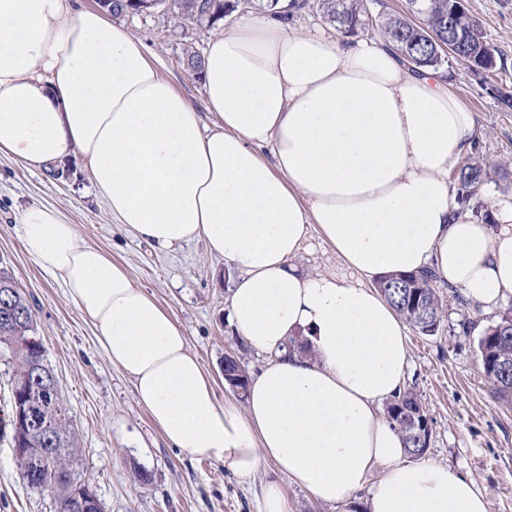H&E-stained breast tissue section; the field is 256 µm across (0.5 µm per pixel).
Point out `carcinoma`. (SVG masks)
Returning <instances> with one entry per match:
<instances>
[{
	"label": "carcinoma",
	"mask_w": 512,
	"mask_h": 512,
	"mask_svg": "<svg viewBox=\"0 0 512 512\" xmlns=\"http://www.w3.org/2000/svg\"><path fill=\"white\" fill-rule=\"evenodd\" d=\"M410 12L422 9L424 25L412 23L408 15L387 19L381 24L380 36L391 43L402 55L415 60V68L438 70L447 62L438 60V42L448 38V0H408ZM106 12L121 16L135 8L134 0H98ZM239 7L238 0H169L167 10L181 20L190 23L214 24L224 14ZM360 4L354 0H318L316 13L330 23H336L351 31L357 25ZM460 53L469 60L472 69L486 66L493 57L492 50L483 41L477 20L466 15V22L457 35ZM488 178L486 168L476 162L465 161L455 174L457 201L462 208L470 206L475 190ZM377 288L393 306L403 321L424 336H432L438 330L444 314L443 300L437 280L432 274H391L377 282ZM10 291L9 298L22 311V317L5 322L0 319V350L10 355L17 364L11 381V390L28 395L29 417L37 423L49 422L54 431L48 437L33 436L18 425L12 428V448L20 467L22 479L40 492L53 494L59 504V512H67L74 495L88 492L91 487L71 481L69 465L77 451L71 421L64 407L56 377L36 373V365H47L42 342L36 336L33 307L26 295L14 284L13 279L0 273V304L3 292ZM479 358L486 384L498 398L512 403V366L504 371L496 360H512V314L504 313L496 325L489 328L479 339ZM424 410L420 394L415 388L403 390L386 406L387 418L402 435L409 454L423 455L418 447L411 424V414ZM48 456V464L40 478L27 479L26 462Z\"/></svg>",
	"instance_id": "1"
}]
</instances>
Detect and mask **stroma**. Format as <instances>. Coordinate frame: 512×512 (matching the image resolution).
Wrapping results in <instances>:
<instances>
[{
    "label": "stroma",
    "instance_id": "1",
    "mask_svg": "<svg viewBox=\"0 0 512 512\" xmlns=\"http://www.w3.org/2000/svg\"><path fill=\"white\" fill-rule=\"evenodd\" d=\"M492 49L496 65L472 71L464 62L449 70V88L476 115L482 136L472 155L486 166L488 180L471 205L491 230H499L494 202H512V0H463ZM229 13L212 25L181 23L154 10L120 16L141 39L160 73L203 109V86L187 57L203 53L211 37L232 25ZM64 175L32 171L18 159L0 157V271L12 276L31 301L36 334L45 348L62 402L77 437L69 470L73 483L95 491L104 512H259L262 487L278 482L292 512H368V490L346 504L312 498L273 462L261 460L251 483H241L224 463L191 456L167 442L136 402L130 379L112 365L95 328L67 298L58 279L43 272L15 231L21 209L39 203L60 209L80 240L123 265L133 281L151 293L183 329L191 353L215 383L218 396L239 404L225 384V355L240 358L256 378L269 357L252 349L227 321L232 274L211 256L203 240L156 252L117 224L96 194L78 154ZM310 274L353 281L357 275L318 231H311L294 260ZM445 313L435 335L408 330L406 382L422 396L432 426L424 460L447 466L473 481L486 498L487 512H512V404L494 398L484 384L478 359L479 326H491L512 310V297L486 311L439 288ZM0 512H58L53 495L22 480L8 438H0Z\"/></svg>",
    "mask_w": 512,
    "mask_h": 512
}]
</instances>
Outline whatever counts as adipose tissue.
<instances>
[{
	"mask_svg": "<svg viewBox=\"0 0 512 512\" xmlns=\"http://www.w3.org/2000/svg\"><path fill=\"white\" fill-rule=\"evenodd\" d=\"M201 77L200 113L104 13L0 0V156L49 170L79 152L136 238L162 253L202 238L236 270L230 325L269 356L245 408L218 399L171 315L61 211L19 213L27 250L97 328L173 447L244 481L272 460L326 504L366 486L369 512H486L470 480L406 462L381 415L409 352L372 285L429 269L488 307L512 296V203H497L502 228L491 232L461 213L449 181L480 135L474 112L448 75L408 68L383 39L265 15L212 37ZM314 225L359 281L294 265ZM294 336L308 353H287Z\"/></svg>",
	"mask_w": 512,
	"mask_h": 512,
	"instance_id": "1",
	"label": "adipose tissue"
}]
</instances>
